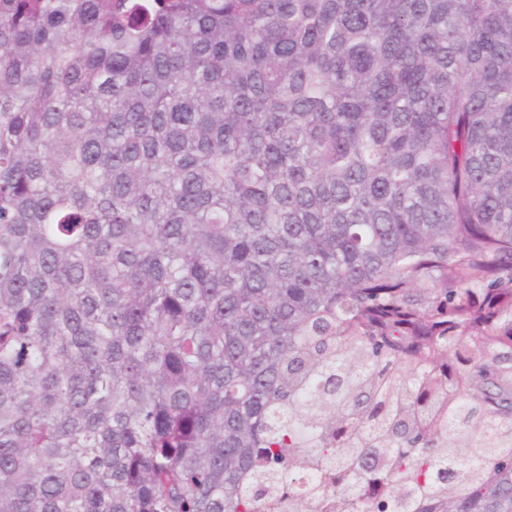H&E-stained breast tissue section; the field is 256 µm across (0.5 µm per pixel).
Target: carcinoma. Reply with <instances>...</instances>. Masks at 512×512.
I'll return each mask as SVG.
<instances>
[{
  "instance_id": "1",
  "label": "carcinoma",
  "mask_w": 512,
  "mask_h": 512,
  "mask_svg": "<svg viewBox=\"0 0 512 512\" xmlns=\"http://www.w3.org/2000/svg\"><path fill=\"white\" fill-rule=\"evenodd\" d=\"M0 512H512V0H0Z\"/></svg>"
}]
</instances>
